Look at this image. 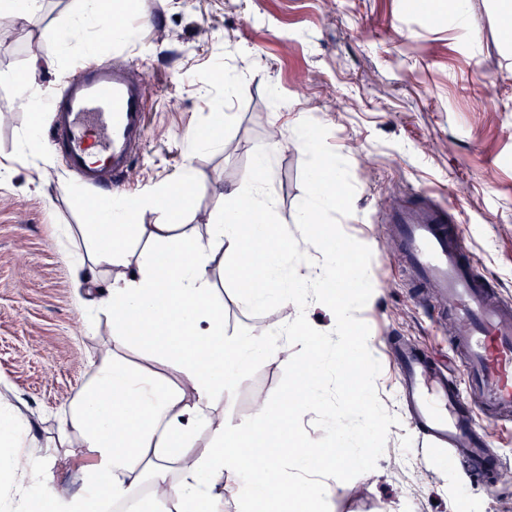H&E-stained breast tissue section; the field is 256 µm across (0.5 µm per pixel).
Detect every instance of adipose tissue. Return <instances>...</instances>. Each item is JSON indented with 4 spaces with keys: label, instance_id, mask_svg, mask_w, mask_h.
<instances>
[{
    "label": "adipose tissue",
    "instance_id": "adipose-tissue-1",
    "mask_svg": "<svg viewBox=\"0 0 512 512\" xmlns=\"http://www.w3.org/2000/svg\"><path fill=\"white\" fill-rule=\"evenodd\" d=\"M270 152L267 146L257 150L246 187L226 192L227 206L204 240L173 232V220L183 216L193 198L195 174L188 164L175 186L123 196L93 209L94 240L75 273L86 281L100 269L111 274L101 303L112 316L113 350L95 362L91 379L69 407L72 431L90 456L80 474L82 491L57 492L32 479L18 489L6 512H101L103 502L136 499L147 483L165 489L148 501L147 512H223L229 501L238 512H290L303 497L324 502L328 483L305 491L287 473L291 464L301 471L314 469L316 453L268 444L270 435L288 419H300L305 404L318 396L323 353L308 329L307 309L299 310L294 327L312 352L301 369V396L270 400L244 433L214 415L225 392L256 357L276 361L288 351L287 341L274 333H225L223 315L211 302L210 279L213 264L225 257L236 261L244 305L285 302L294 299L299 284L310 283L331 307L336 333L344 338L337 366L348 368L364 351V338L353 323V300L344 294L360 286L361 265L349 263L330 243L327 265L294 270L286 279L279 274L282 237L273 224L275 202L268 195L255 199L250 191L265 173ZM156 201L166 211L167 223L139 224L140 212ZM143 235L151 248L139 263L130 264L127 244ZM257 270L265 287L254 285ZM136 342L172 364L179 383L132 369L116 356V349ZM361 388V394L350 397L360 427L338 430L326 451L329 457L352 453L363 460L372 452L371 437L381 419L369 383ZM204 430L210 447L200 454L196 442ZM175 470L180 479L173 484L169 475Z\"/></svg>",
    "mask_w": 512,
    "mask_h": 512
}]
</instances>
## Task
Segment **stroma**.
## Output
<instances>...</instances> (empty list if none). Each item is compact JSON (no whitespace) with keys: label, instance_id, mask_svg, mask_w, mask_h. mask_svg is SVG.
<instances>
[{"label":"stroma","instance_id":"stroma-1","mask_svg":"<svg viewBox=\"0 0 512 512\" xmlns=\"http://www.w3.org/2000/svg\"><path fill=\"white\" fill-rule=\"evenodd\" d=\"M146 14L117 10L124 37L84 28L60 43L75 0H42L18 21L0 13V396L27 417L31 447L16 477L40 470L57 489L81 488L86 450L60 446L58 434L93 362L112 347V322L95 305L97 289L77 285L92 221L89 190L47 140L29 146L37 103L57 93L88 57L133 64L148 114L147 134L122 177L139 195L172 181L184 164L196 192L179 230L206 237L224 210L225 187L241 185L258 146L277 143L267 188L274 222L288 237L282 261L293 268L325 252L302 255L299 212L312 202L310 175L333 163L340 201L321 215L337 243L366 268L371 302L356 315L376 377L370 392L385 418L365 463L331 462L328 512H512V422L492 426L503 460L492 482L459 481L442 451L426 446L410 422L388 341L404 337L436 364L462 377L452 327L439 302H417L414 280L385 218L416 190H433L453 215L482 277L512 302V53L499 15L475 4L467 26L447 11L411 9L408 0H146ZM223 103L219 143L194 156L186 136L210 125ZM317 140L298 144L297 124ZM213 304L227 332L293 330L308 302L326 354L321 395L290 438L312 451L331 447L337 422L356 426L350 386L336 371L331 319L312 293L303 300L247 307L237 298L232 261L211 271ZM305 345L289 340L284 362L256 361L218 404L217 415L248 427L257 403L294 394ZM285 434L272 436L282 446Z\"/></svg>","mask_w":512,"mask_h":512}]
</instances>
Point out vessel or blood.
<instances>
[{"instance_id": "vessel-or-blood-1", "label": "vessel or blood", "mask_w": 512, "mask_h": 512, "mask_svg": "<svg viewBox=\"0 0 512 512\" xmlns=\"http://www.w3.org/2000/svg\"><path fill=\"white\" fill-rule=\"evenodd\" d=\"M49 145L88 189L118 187L147 131L141 85L127 64L80 66L46 103ZM421 287L447 298L468 328L456 346L468 359L464 384L439 373L429 357L401 343L391 352L411 418L429 442L466 460L472 476L488 469L485 430L512 414V303L486 287L453 216L425 190L388 218Z\"/></svg>"}]
</instances>
